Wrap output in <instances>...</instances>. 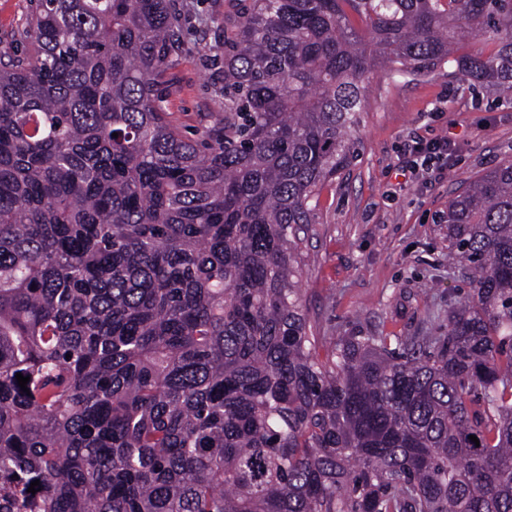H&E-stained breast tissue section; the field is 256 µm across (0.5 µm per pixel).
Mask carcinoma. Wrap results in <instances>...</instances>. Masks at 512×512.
<instances>
[{
    "mask_svg": "<svg viewBox=\"0 0 512 512\" xmlns=\"http://www.w3.org/2000/svg\"><path fill=\"white\" fill-rule=\"evenodd\" d=\"M180 20L39 0L0 66V512H512V160L439 217L445 331L319 336L299 288L365 80L512 101V0H251L196 139L158 105Z\"/></svg>",
    "mask_w": 512,
    "mask_h": 512,
    "instance_id": "carcinoma-1",
    "label": "carcinoma"
}]
</instances>
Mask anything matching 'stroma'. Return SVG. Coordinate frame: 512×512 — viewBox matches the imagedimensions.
Instances as JSON below:
<instances>
[{
    "label": "stroma",
    "mask_w": 512,
    "mask_h": 512,
    "mask_svg": "<svg viewBox=\"0 0 512 512\" xmlns=\"http://www.w3.org/2000/svg\"><path fill=\"white\" fill-rule=\"evenodd\" d=\"M185 19L175 64L159 79V103L183 135L221 119L224 63L211 45L240 0H179ZM29 0H0V57L34 56L25 33ZM448 139V168L429 184L402 173L410 139ZM360 142L349 166L318 198L302 279V304L322 335L376 331L425 336L446 329L449 304L471 291L449 268L437 222L449 197L483 170L512 160V102L474 90L442 69L423 80L371 75L361 103Z\"/></svg>",
    "instance_id": "stroma-1"
}]
</instances>
